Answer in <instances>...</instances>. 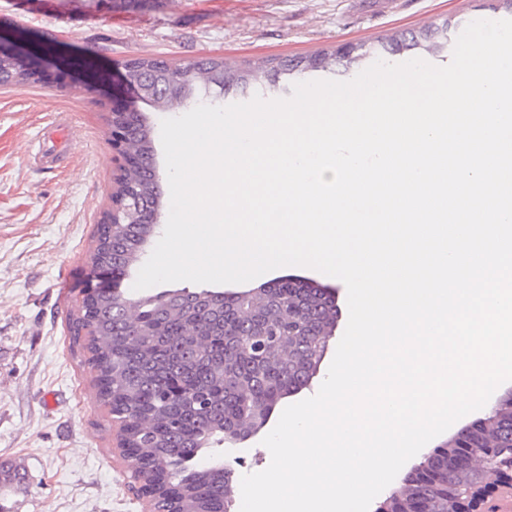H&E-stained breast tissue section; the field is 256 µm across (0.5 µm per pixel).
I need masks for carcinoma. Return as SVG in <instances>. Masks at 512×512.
Returning <instances> with one entry per match:
<instances>
[{"mask_svg": "<svg viewBox=\"0 0 512 512\" xmlns=\"http://www.w3.org/2000/svg\"><path fill=\"white\" fill-rule=\"evenodd\" d=\"M449 27L445 19L416 33L394 31L374 42L342 43L289 61L259 57L240 66L220 57L188 64L139 57L132 60L130 76L149 83L157 104L175 111L202 89L214 86L225 94L263 89L282 71L331 72L338 66L349 71L372 57L402 51L440 57L452 47ZM126 147L138 157L137 168L125 175L138 198L137 212L115 229L98 225L88 255L111 274L139 260L142 243L157 228L139 222V211L161 203L150 128L131 127ZM124 299L112 287L87 298L69 318L71 348L87 354L109 413L130 419L127 441L142 479L150 483L165 476L180 486L177 512H227L230 477L224 464L216 459L200 467L194 459L223 444L225 429L255 418L256 405H274L305 374L326 325L314 314L331 307L320 289L286 280L267 287L266 301L251 320L243 305L225 302L219 292L183 289L145 297L136 319L126 315ZM474 443L494 449L498 461H511L512 405L480 424ZM423 470L429 480L414 473L406 479L419 512H452L451 494L465 475L448 464V450L435 449ZM24 483L16 466L0 462L1 492Z\"/></svg>", "mask_w": 512, "mask_h": 512, "instance_id": "carcinoma-1", "label": "carcinoma"}]
</instances>
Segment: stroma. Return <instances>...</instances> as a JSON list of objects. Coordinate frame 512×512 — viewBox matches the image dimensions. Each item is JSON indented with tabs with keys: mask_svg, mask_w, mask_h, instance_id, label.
I'll return each mask as SVG.
<instances>
[{
	"mask_svg": "<svg viewBox=\"0 0 512 512\" xmlns=\"http://www.w3.org/2000/svg\"><path fill=\"white\" fill-rule=\"evenodd\" d=\"M500 0H181L115 8L110 0H0V32L50 43L40 83L0 86V459L26 475L0 495V512H143L116 426L68 321L91 278L88 250L112 195L115 108L159 130L166 114L122 81L141 56L188 63L219 57L237 66L292 59L336 44L377 40L443 19L511 16ZM75 61L103 80L85 87ZM333 290L336 323L317 375L296 398L317 393L348 321L347 289L299 267ZM255 435L225 448L233 484L264 470L270 452Z\"/></svg>",
	"mask_w": 512,
	"mask_h": 512,
	"instance_id": "stroma-1",
	"label": "stroma"
}]
</instances>
